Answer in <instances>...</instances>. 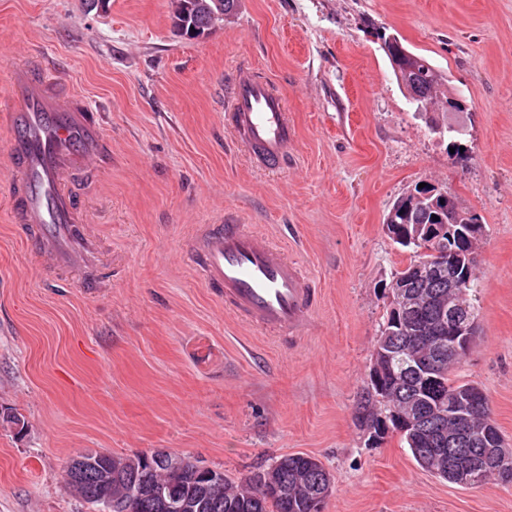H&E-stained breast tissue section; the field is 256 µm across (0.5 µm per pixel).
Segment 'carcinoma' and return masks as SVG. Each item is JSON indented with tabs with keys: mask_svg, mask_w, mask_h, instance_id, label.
Instances as JSON below:
<instances>
[{
	"mask_svg": "<svg viewBox=\"0 0 512 512\" xmlns=\"http://www.w3.org/2000/svg\"><path fill=\"white\" fill-rule=\"evenodd\" d=\"M235 6L236 0H174L172 19L180 33L196 38ZM381 39L399 86L418 109L446 112L450 105L463 109L462 100L444 87L446 79L424 56L409 51L396 37L383 35ZM438 195L437 191L420 204L411 196H402L388 214L391 223L401 225V235L407 238L417 226L421 233L430 234L437 223L467 219V213L455 204L448 212L444 204L433 203ZM398 245L412 256L393 275L396 287L391 289L390 309L381 328L392 332L390 345L373 348L383 370L368 419L382 438L397 430L394 421H384L382 415L408 403L419 408L424 424L401 433V440L422 469L446 481L456 469L479 462L477 447L448 451V431L454 424L436 425L441 410L463 405L468 387L455 378L461 359L448 357V340L439 337V330L448 313V277L454 267L470 259L461 249L453 263L446 258L430 261L426 255H417L419 245L409 241ZM424 349L438 353L432 373L414 369L415 357ZM494 428L490 414L470 413L462 431L467 439L478 442L483 430ZM67 473L68 488L94 506L95 512H166V501L180 506V512H321L314 500L331 480L321 461L300 453L282 455L267 469L246 475L237 484L222 471L206 476L188 458L164 451L127 456L85 451L71 460Z\"/></svg>",
	"mask_w": 512,
	"mask_h": 512,
	"instance_id": "obj_1",
	"label": "carcinoma"
}]
</instances>
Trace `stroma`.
<instances>
[{"mask_svg":"<svg viewBox=\"0 0 512 512\" xmlns=\"http://www.w3.org/2000/svg\"><path fill=\"white\" fill-rule=\"evenodd\" d=\"M171 0H0V512H91L66 485L83 451L158 450L240 478L289 453L323 462V512H512V487L450 484L354 418L410 259L386 234L421 183L484 230L479 336L457 377L478 385L512 444V0H237L208 34L176 31ZM425 56L464 99L416 112L382 35ZM47 62L101 111L111 156L72 184L112 281L49 285L16 238L6 88ZM249 66L284 95L297 130L286 168H258L224 126V88ZM464 130L448 154L449 124ZM229 214L270 234L322 291L282 343L212 299L185 245Z\"/></svg>","mask_w":512,"mask_h":512,"instance_id":"1","label":"stroma"}]
</instances>
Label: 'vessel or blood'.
Here are the masks:
<instances>
[{
    "label": "vessel or blood",
    "instance_id": "b4317fda",
    "mask_svg": "<svg viewBox=\"0 0 512 512\" xmlns=\"http://www.w3.org/2000/svg\"><path fill=\"white\" fill-rule=\"evenodd\" d=\"M47 79L22 69L10 83L9 162L20 174L9 199L13 227L26 248L52 269L76 267L84 285L112 278L98 254L100 240L84 223L70 177L100 162L101 120L76 97L55 95ZM224 119L261 167L288 160L293 125L283 98L257 72L236 74ZM204 286L234 316L280 341L302 336L319 302L313 281L267 234L222 218L195 228L188 251Z\"/></svg>",
    "mask_w": 512,
    "mask_h": 512
}]
</instances>
